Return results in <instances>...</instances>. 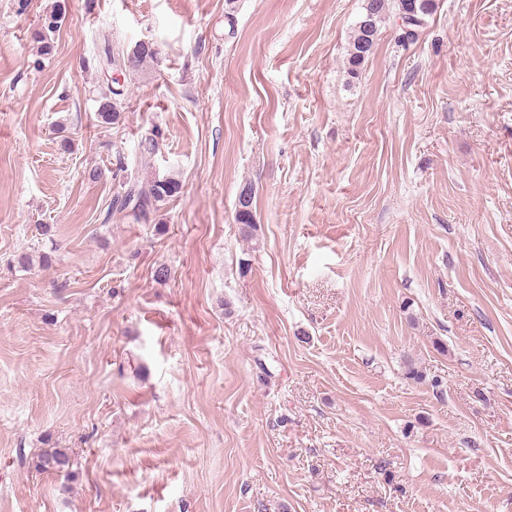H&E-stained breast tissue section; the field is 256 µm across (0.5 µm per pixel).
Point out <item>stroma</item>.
Segmentation results:
<instances>
[{
  "instance_id": "1",
  "label": "stroma",
  "mask_w": 512,
  "mask_h": 512,
  "mask_svg": "<svg viewBox=\"0 0 512 512\" xmlns=\"http://www.w3.org/2000/svg\"><path fill=\"white\" fill-rule=\"evenodd\" d=\"M53 2L0 0V512H512V0L355 80L365 0H65L42 56ZM61 1H56V4L54 5L52 11L49 15H46L44 23L42 24L41 30H38L34 34V38L38 43H41V52L43 54H48L51 46L49 42L47 41V36L43 29L54 32L58 28V24L64 17L65 13H63L62 4H60ZM156 49L153 47V44L150 43L149 46L143 45V42H139L134 45V47L126 53V56H120L115 58L110 51L106 53V62L108 69H112V66L115 67H125L129 70H139L141 66L144 65L147 60H153L156 58ZM112 96L101 98L98 115L104 124H116L121 120V112H123L122 100L124 98V89L113 88ZM160 131L157 127L153 128L148 136L141 140L136 153V161L143 169H152L154 158L159 147ZM181 189L182 183L174 175L137 181L122 194L118 193L112 200V206L130 209L136 220H147L150 214L159 211L164 203L176 197ZM32 464L40 473H63L70 467V456L62 448H45L36 455Z\"/></svg>"
}]
</instances>
